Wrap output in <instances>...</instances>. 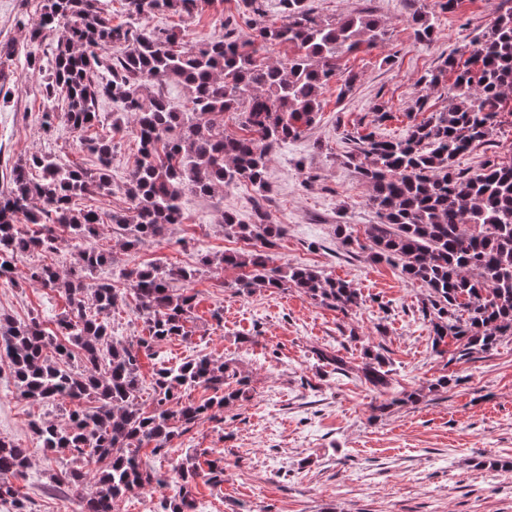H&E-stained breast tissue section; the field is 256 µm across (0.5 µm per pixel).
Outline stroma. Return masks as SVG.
I'll return each instance as SVG.
<instances>
[{
  "label": "stroma",
  "instance_id": "stroma-1",
  "mask_svg": "<svg viewBox=\"0 0 512 512\" xmlns=\"http://www.w3.org/2000/svg\"><path fill=\"white\" fill-rule=\"evenodd\" d=\"M43 0H0V44L12 50L0 64V85L12 92L0 108V191L10 166L23 154L49 152L92 167L78 150L64 121L45 129L39 81L26 68L33 46L26 23L35 21ZM325 17L359 9L378 17L390 32L380 47L345 56L325 87L323 108L302 136L270 155L268 191L222 187L207 196L186 194L181 223L169 225L163 240L124 250L111 225L98 244L112 254L110 265L89 274L95 285L113 270L150 263L196 265L201 253L241 248L227 236L224 212L249 224L255 209L267 211L286 233L270 252L272 264L306 266L349 283L365 302L343 314L309 299L297 289L258 286L239 293L238 272L223 268L181 283L196 307L188 340L161 343L157 355L141 354L138 401L152 403L151 384L160 365H176L206 355L229 364L250 388V398L217 412L175 439L171 459L206 448L224 460V481L214 484L200 472L192 485L199 512H512V337L487 354L446 364L431 349L421 315L425 288L404 280L397 267L348 251L336 235L340 224L362 231L376 223L369 189L346 161L351 137L375 133L406 135L409 112L418 100L431 111L448 105L447 89L426 86L423 75L455 49L475 44L497 15L498 0H459L454 11L426 0L437 27L436 39L415 43L406 19L408 0H312ZM241 0H204L193 15L153 16L150 26L176 31L194 45L233 32H250ZM355 74L352 89L344 79ZM383 106L390 120L378 124L373 109ZM100 121L92 135H113L111 195L90 203L106 213L126 212L123 183L138 159V140L129 118L114 120L111 99H101ZM120 132H113V123ZM68 310L63 293L19 280L0 288V316L14 321L38 317L45 328ZM383 354L392 371L390 394L420 392L414 404L379 412L382 395L355 377L337 374L318 360V351H336L362 361L365 350ZM452 375L447 388L430 385ZM59 404H33L18 392L9 361L0 360V437L28 448L31 465L12 483L35 512H81L77 494L57 485L66 462L45 454L33 436L35 419L65 423Z\"/></svg>",
  "mask_w": 512,
  "mask_h": 512
}]
</instances>
